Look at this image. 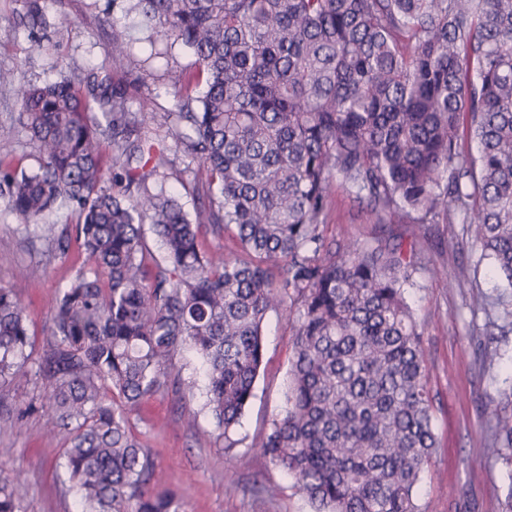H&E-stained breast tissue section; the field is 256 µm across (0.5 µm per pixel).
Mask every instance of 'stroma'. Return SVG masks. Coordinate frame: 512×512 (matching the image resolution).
I'll list each match as a JSON object with an SVG mask.
<instances>
[{"mask_svg": "<svg viewBox=\"0 0 512 512\" xmlns=\"http://www.w3.org/2000/svg\"><path fill=\"white\" fill-rule=\"evenodd\" d=\"M42 3L47 24L33 30L24 19V0H0V72L11 77L0 84V129L18 123L20 84H40L63 74L76 77L101 66L116 29L128 35L130 58L113 77L137 97L152 99L155 111L172 109L175 85L196 71L193 56L179 48L143 66L152 32L130 11L127 0ZM62 11L69 13L71 26L59 25ZM16 222L0 201V286L14 285L19 268H29L22 299L39 350L48 335L56 292L85 257L74 248L66 257L43 262L41 242L13 234ZM323 233L361 243L393 237L415 241L426 259L444 269L438 278L422 274L409 291L421 322L439 441L437 455L422 475L417 501L422 512H499L512 481L501 463L483 459L482 453L488 440V410L512 387V334L485 333L482 305L497 295L498 283L488 262L481 260L468 225L376 224L340 193ZM462 267L472 287L456 286L453 275ZM264 332L263 363L232 451H225L223 438L208 419H201L199 429L187 427L171 399L151 398L131 416L135 435L157 459L152 490L182 494L186 512H310L285 470L257 450L282 406L293 340L287 312L269 313ZM0 448L8 451L0 467L14 478L25 512H74L60 465L63 443L44 433L40 414L28 416L19 426L1 416ZM477 458L483 469L473 480L465 462ZM229 484L235 485V492H226ZM269 486L279 487L276 497L267 496Z\"/></svg>", "mask_w": 512, "mask_h": 512, "instance_id": "1", "label": "stroma"}]
</instances>
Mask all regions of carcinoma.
<instances>
[{
	"label": "carcinoma",
	"instance_id": "obj_1",
	"mask_svg": "<svg viewBox=\"0 0 512 512\" xmlns=\"http://www.w3.org/2000/svg\"><path fill=\"white\" fill-rule=\"evenodd\" d=\"M134 9L155 40L192 53L205 91L147 111L112 79L129 56L119 31L100 67L21 90L19 127L41 163L0 162V197L48 255L75 241L91 267L59 291L36 356L19 290L0 287V414L42 413L77 512H184L177 493L150 490L155 459L130 414L169 396L188 427L204 411L234 447L265 318L288 304L289 381L258 451L313 512H420L437 438L406 289L439 270L414 243H341L321 225L340 190L376 224L473 227L509 289L486 303V329L512 331V0ZM149 121L169 140L150 138ZM172 153L194 174L192 214L166 191ZM62 206L75 223H46ZM208 234L240 252L204 249ZM20 375L39 389L26 403L11 393ZM487 457L512 467V416L498 407ZM0 512H24L1 472Z\"/></svg>",
	"mask_w": 512,
	"mask_h": 512
}]
</instances>
